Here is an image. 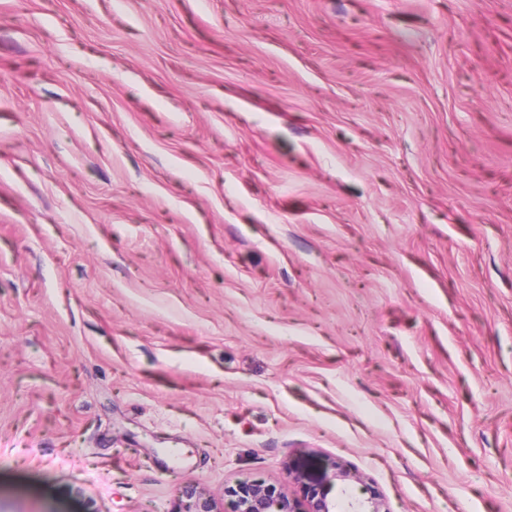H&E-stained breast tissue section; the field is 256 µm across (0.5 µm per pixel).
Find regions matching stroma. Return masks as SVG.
Returning a JSON list of instances; mask_svg holds the SVG:
<instances>
[{
    "label": "stroma",
    "mask_w": 512,
    "mask_h": 512,
    "mask_svg": "<svg viewBox=\"0 0 512 512\" xmlns=\"http://www.w3.org/2000/svg\"><path fill=\"white\" fill-rule=\"evenodd\" d=\"M306 455L512 512V0H0V512Z\"/></svg>",
    "instance_id": "35a3bbf8"
}]
</instances>
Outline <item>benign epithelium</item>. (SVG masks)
Here are the masks:
<instances>
[{
  "instance_id": "obj_1",
  "label": "benign epithelium",
  "mask_w": 512,
  "mask_h": 512,
  "mask_svg": "<svg viewBox=\"0 0 512 512\" xmlns=\"http://www.w3.org/2000/svg\"><path fill=\"white\" fill-rule=\"evenodd\" d=\"M337 481L360 485L361 498L354 512H386L381 494L343 463L334 461L323 466L313 458H306L290 463L286 473V483L302 488L307 494V512H338L336 504L329 499ZM181 493L195 500L199 512H213L198 488L186 486ZM232 493L237 497L238 512H296L293 499L282 488L256 484L242 486Z\"/></svg>"
}]
</instances>
